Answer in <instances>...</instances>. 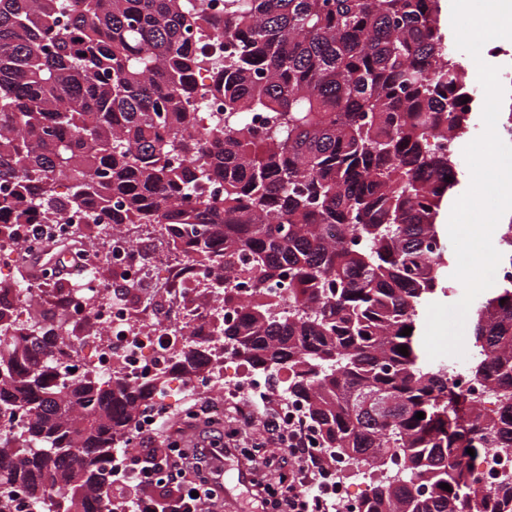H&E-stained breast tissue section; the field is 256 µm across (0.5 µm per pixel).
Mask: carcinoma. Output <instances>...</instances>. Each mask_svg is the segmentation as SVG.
Listing matches in <instances>:
<instances>
[{
    "label": "carcinoma",
    "mask_w": 512,
    "mask_h": 512,
    "mask_svg": "<svg viewBox=\"0 0 512 512\" xmlns=\"http://www.w3.org/2000/svg\"><path fill=\"white\" fill-rule=\"evenodd\" d=\"M221 37L222 59L190 48ZM205 64L224 112L200 127L188 74ZM473 95L439 0H0V241L70 206L99 211L104 238L158 234L217 318L174 355L185 376L226 354L284 371L321 447L376 472L361 512H512V472L473 467L512 457V284L471 316L494 410L428 362L419 328L454 292L435 221L456 163L433 142L468 128ZM25 303L0 284V512L20 494L107 512L113 448L161 377L62 364L66 310L22 322ZM476 468L488 481L504 468H512V459L499 457L493 450L485 452L476 462Z\"/></svg>",
    "instance_id": "carcinoma-1"
}]
</instances>
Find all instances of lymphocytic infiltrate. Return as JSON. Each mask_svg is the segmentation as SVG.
<instances>
[{
  "label": "lymphocytic infiltrate",
  "instance_id": "1",
  "mask_svg": "<svg viewBox=\"0 0 512 512\" xmlns=\"http://www.w3.org/2000/svg\"><path fill=\"white\" fill-rule=\"evenodd\" d=\"M240 403L242 427L259 428L266 444L284 449L296 462L277 487L264 489L273 512H342V504L321 487L329 458L322 449L309 447L303 424H282L258 400L244 397ZM123 441L114 451L120 464L113 467L108 485L113 512H224V478L206 463L236 447L235 433L192 454L172 437L165 447L146 448L145 437L135 426Z\"/></svg>",
  "mask_w": 512,
  "mask_h": 512
}]
</instances>
